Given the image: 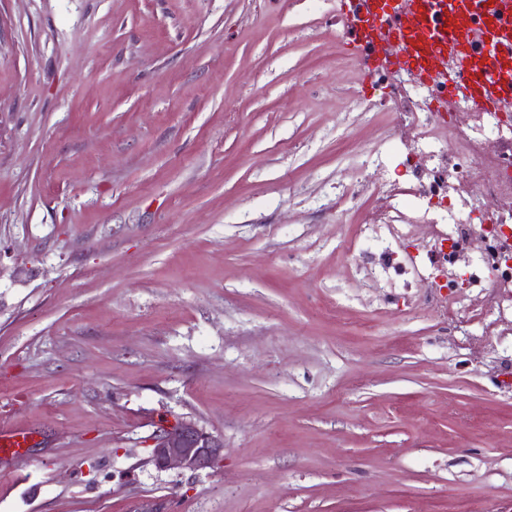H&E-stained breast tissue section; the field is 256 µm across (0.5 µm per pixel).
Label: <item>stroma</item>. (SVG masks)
<instances>
[{
  "instance_id": "1",
  "label": "stroma",
  "mask_w": 512,
  "mask_h": 512,
  "mask_svg": "<svg viewBox=\"0 0 512 512\" xmlns=\"http://www.w3.org/2000/svg\"><path fill=\"white\" fill-rule=\"evenodd\" d=\"M357 12L0 0V512H512V302L362 228L418 154ZM177 419L215 468L150 463ZM29 438L30 434L23 429H2L0 431V461H22V448L27 446Z\"/></svg>"
}]
</instances>
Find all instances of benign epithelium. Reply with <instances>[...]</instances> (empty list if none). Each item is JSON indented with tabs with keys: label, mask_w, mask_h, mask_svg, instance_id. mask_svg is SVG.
Wrapping results in <instances>:
<instances>
[{
	"label": "benign epithelium",
	"mask_w": 512,
	"mask_h": 512,
	"mask_svg": "<svg viewBox=\"0 0 512 512\" xmlns=\"http://www.w3.org/2000/svg\"><path fill=\"white\" fill-rule=\"evenodd\" d=\"M224 455V441L191 422L168 426L153 438L150 462L158 469H211Z\"/></svg>",
	"instance_id": "1"
}]
</instances>
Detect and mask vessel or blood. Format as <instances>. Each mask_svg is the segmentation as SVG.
I'll return each instance as SVG.
<instances>
[{
	"instance_id": "1",
	"label": "vessel or blood",
	"mask_w": 512,
	"mask_h": 512,
	"mask_svg": "<svg viewBox=\"0 0 512 512\" xmlns=\"http://www.w3.org/2000/svg\"><path fill=\"white\" fill-rule=\"evenodd\" d=\"M361 6L366 48H373L379 22L404 45L397 69L433 83L440 60L452 54L462 74L455 93L487 111L512 99V0H361ZM29 438L22 429L1 430L0 461H22Z\"/></svg>"
}]
</instances>
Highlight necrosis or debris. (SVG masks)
<instances>
[{"label":"necrosis or debris","instance_id":"4bbe7bcc","mask_svg":"<svg viewBox=\"0 0 512 512\" xmlns=\"http://www.w3.org/2000/svg\"><path fill=\"white\" fill-rule=\"evenodd\" d=\"M410 72L398 75V102L415 130L419 151L426 157L411 181L403 182L384 174L370 175L372 202L365 225L429 224L435 238L429 252L442 266L436 277L448 276L443 263L449 246H461L481 235L486 239L490 275L500 288H512V104L501 103L497 111L475 108L468 101L456 105L450 121L433 112L430 98L407 95ZM452 137L471 157L467 170L453 167L442 150L445 137ZM496 198L500 207L488 212L487 198Z\"/></svg>","mask_w":512,"mask_h":512}]
</instances>
